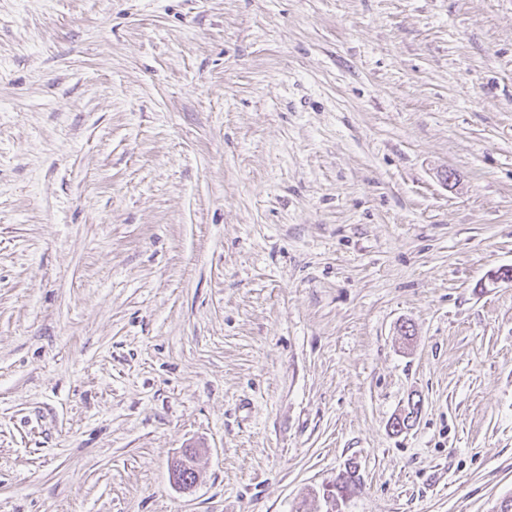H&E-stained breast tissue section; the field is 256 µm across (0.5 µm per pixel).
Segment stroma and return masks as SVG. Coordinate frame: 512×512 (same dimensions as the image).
Wrapping results in <instances>:
<instances>
[{"instance_id":"1","label":"stroma","mask_w":512,"mask_h":512,"mask_svg":"<svg viewBox=\"0 0 512 512\" xmlns=\"http://www.w3.org/2000/svg\"><path fill=\"white\" fill-rule=\"evenodd\" d=\"M503 268L512 0H0V512H495ZM196 449L188 448L182 458L175 460L170 467V475L173 482L183 488H190L197 480V474L193 466ZM357 466H349L344 473L340 474L336 481L326 485L322 490V498L336 508L338 502H344L360 485V477L357 474Z\"/></svg>"}]
</instances>
